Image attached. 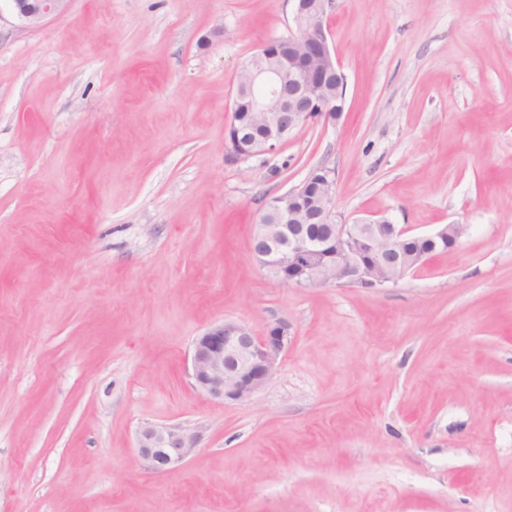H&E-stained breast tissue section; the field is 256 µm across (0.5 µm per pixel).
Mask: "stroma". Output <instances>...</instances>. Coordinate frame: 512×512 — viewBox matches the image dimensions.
Returning a JSON list of instances; mask_svg holds the SVG:
<instances>
[{
  "label": "stroma",
  "mask_w": 512,
  "mask_h": 512,
  "mask_svg": "<svg viewBox=\"0 0 512 512\" xmlns=\"http://www.w3.org/2000/svg\"><path fill=\"white\" fill-rule=\"evenodd\" d=\"M291 0H70L0 20V512H512V0H336V122L226 157L239 72ZM456 250L394 286L297 288L252 259L270 197ZM288 342L214 403L192 344ZM197 430L146 472L141 425ZM70 0H5L21 28H34L65 11ZM288 341V324L277 320L257 336L232 321L215 324L194 340L190 378L199 394L223 405L245 401L273 377Z\"/></svg>",
  "instance_id": "1"
}]
</instances>
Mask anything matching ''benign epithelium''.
Listing matches in <instances>:
<instances>
[{
    "instance_id": "7a95c632",
    "label": "benign epithelium",
    "mask_w": 512,
    "mask_h": 512,
    "mask_svg": "<svg viewBox=\"0 0 512 512\" xmlns=\"http://www.w3.org/2000/svg\"><path fill=\"white\" fill-rule=\"evenodd\" d=\"M21 28H34L65 11L69 0H5ZM288 35L269 39L245 63L225 129L227 157L244 160L274 152L302 123L336 121L345 107L347 78L326 26L335 0H293ZM335 171L313 168L301 184L270 198L252 245L254 259L275 279L298 288L396 284L423 257L402 253L413 235L385 215L353 220L335 206ZM306 224H326L329 233L312 239ZM466 227L445 224L423 235L433 247L454 250ZM288 341V324L277 320L257 336L232 321L215 324L193 343L192 386L209 400L245 401L273 377ZM200 434L180 425L145 424L136 433L138 456L154 473L178 468L197 448Z\"/></svg>"
}]
</instances>
